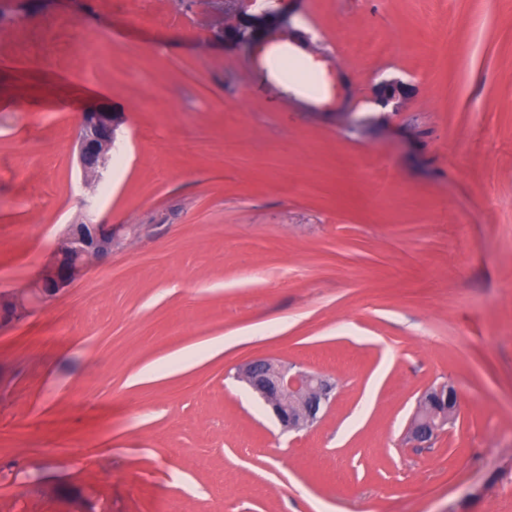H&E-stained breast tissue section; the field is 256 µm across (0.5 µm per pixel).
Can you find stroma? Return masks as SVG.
<instances>
[{"label": "stroma", "instance_id": "35a3bbf8", "mask_svg": "<svg viewBox=\"0 0 512 512\" xmlns=\"http://www.w3.org/2000/svg\"><path fill=\"white\" fill-rule=\"evenodd\" d=\"M274 2L319 95L215 0H0V293L78 216L121 237L0 329V512H512V0ZM92 105L121 125L87 192ZM256 357L336 380L318 423L280 430L235 378ZM410 87L400 80L383 81L372 88L370 100L382 109L397 112L410 96ZM458 407L457 393L449 387L448 390L439 387L425 394L409 423L411 438L417 442L431 440L454 419Z\"/></svg>", "mask_w": 512, "mask_h": 512}]
</instances>
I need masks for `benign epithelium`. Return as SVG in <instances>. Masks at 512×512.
Listing matches in <instances>:
<instances>
[{
    "instance_id": "7a95c632",
    "label": "benign epithelium",
    "mask_w": 512,
    "mask_h": 512,
    "mask_svg": "<svg viewBox=\"0 0 512 512\" xmlns=\"http://www.w3.org/2000/svg\"><path fill=\"white\" fill-rule=\"evenodd\" d=\"M410 96V87L390 80L372 88L370 100L396 112ZM116 119L107 108L86 109L78 117V166L82 182L90 187L110 157ZM116 243L110 224H70L59 239L50 262L26 288L0 296V326L21 320L32 309L48 304L94 263L112 255ZM238 376L271 408L286 430H302L319 419L321 409L336 398V382L319 372L258 357L240 366ZM455 391L437 388L425 394L413 414L408 432L417 442L437 436L458 410Z\"/></svg>"
}]
</instances>
